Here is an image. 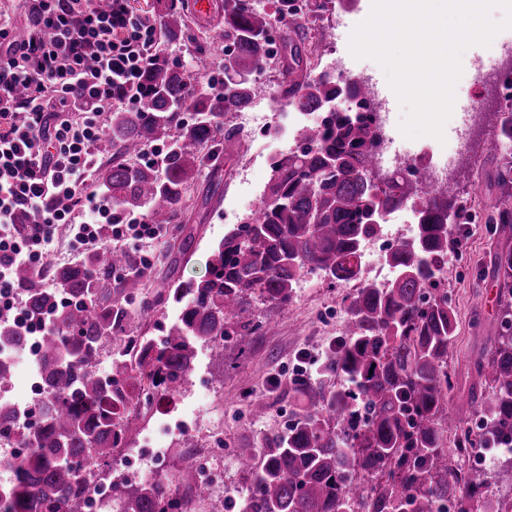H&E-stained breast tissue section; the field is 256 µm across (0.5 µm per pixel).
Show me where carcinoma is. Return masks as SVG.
I'll use <instances>...</instances> for the list:
<instances>
[{"mask_svg": "<svg viewBox=\"0 0 512 512\" xmlns=\"http://www.w3.org/2000/svg\"><path fill=\"white\" fill-rule=\"evenodd\" d=\"M163 36L178 41L187 27L176 0H156ZM274 14L294 26L290 60L279 68L288 105L319 112V122L299 129L301 145L270 161L271 177L259 210L247 214L214 247L208 274L143 297V270L124 250L100 249L83 260L44 272L22 265L14 271L29 314L46 316L37 375L41 407L19 414L0 397V439L26 454L0 465L11 470L0 486V512H85L95 483L83 474L89 457L109 466L126 445V430L156 398L180 392L198 349L224 358V342L262 328L254 303L286 307L307 274L338 285L359 280L363 243L383 231L382 214L402 203L413 207L417 234L389 248L384 265L393 272L381 288L362 282L344 298L347 318L318 377L299 373L288 393L298 402L287 426L236 449L247 475L246 495H212L197 478L199 465L184 466L140 484L112 481V512H441L456 465L444 444L448 392L453 388L449 350L456 336L455 311L440 287L448 253L462 220L472 212L454 189L444 194L411 190L391 178L372 191L370 159L376 146L371 120L359 109H336L342 83L324 70L294 77L314 54L308 28L294 0H274ZM271 14L255 0H224L218 38L234 49L224 54V90L205 80L190 83L181 66L164 64L147 74L149 94L130 112L112 113V161L98 181L119 215H174L198 171L203 147L230 141L224 116L247 108L263 90L252 75L270 65ZM190 110L193 121H179ZM487 175L503 203L482 212L491 233L512 239V93L503 97ZM163 141L161 168L131 160ZM499 314L490 353L473 364L475 384L488 389L476 406L478 432L455 443L456 455L476 448L512 445V248L494 257ZM169 295L181 305L177 319L156 344L129 336L131 324L152 316ZM27 332L0 320V352L22 351ZM111 371L101 372L103 351ZM485 480L472 475L458 485V512L486 502Z\"/></svg>", "mask_w": 512, "mask_h": 512, "instance_id": "obj_1", "label": "carcinoma"}]
</instances>
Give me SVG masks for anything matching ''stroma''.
I'll list each match as a JSON object with an SVG mask.
<instances>
[{
  "instance_id": "35a3bbf8",
  "label": "stroma",
  "mask_w": 512,
  "mask_h": 512,
  "mask_svg": "<svg viewBox=\"0 0 512 512\" xmlns=\"http://www.w3.org/2000/svg\"><path fill=\"white\" fill-rule=\"evenodd\" d=\"M210 17H196L189 0L181 5L188 27L182 41L162 44L163 53L180 63L190 62L197 52H205L214 74H221L223 45L211 44L205 35L224 25L223 0H214ZM372 0H338L332 11L313 24L311 36L321 40L326 50L312 59L310 75L329 70L336 75L351 73L367 77L374 85L385 108L394 117L402 112L381 67L371 59H355L349 52L353 28L370 13ZM264 93L254 105L274 117L267 136L243 134L235 140L232 152L207 156L202 172L191 185L180 211L165 220L161 241L140 247V254H152L153 263L146 273L143 291L154 295L161 281L186 284L200 280L208 271L213 247L233 224L257 210L261 194L270 178L272 157L288 152L293 140L288 134L294 124L292 107L287 106L274 78L258 76ZM468 154L470 165L458 167L453 174L460 195L468 197L474 208L494 203L497 189H478L477 161L487 155L494 129L487 115H480L470 129ZM497 240L482 224L468 225L462 245L448 256L445 286L457 315V334L450 355L454 388L448 395V435L456 437L463 421L473 409L468 395L473 386V364L491 348L496 328V304L486 294L494 288V254ZM344 289L334 282L306 276L288 307L261 304L257 314L264 327L256 333L227 342L223 362L211 361L207 351H199L193 372L175 404L192 405L200 417V426L192 438L198 453H206L211 443L208 432L219 426L224 430V488L245 495L248 482L236 463L235 450L256 436L282 430L296 409L288 393V382L297 371V357L307 350L321 355L339 336L345 318L341 300ZM262 397L272 404L269 415L254 419L249 401Z\"/></svg>"
}]
</instances>
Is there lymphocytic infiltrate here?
<instances>
[{
	"instance_id": "obj_1",
	"label": "lymphocytic infiltrate",
	"mask_w": 512,
	"mask_h": 512,
	"mask_svg": "<svg viewBox=\"0 0 512 512\" xmlns=\"http://www.w3.org/2000/svg\"><path fill=\"white\" fill-rule=\"evenodd\" d=\"M28 2L24 36L0 17V317L17 320L25 307L13 270L44 264L59 226L79 249L164 234L148 215L117 216L89 189L112 109L137 107L147 73L167 61L159 21L130 0L105 10L96 0ZM61 198L68 207H57ZM33 210L41 223L19 224Z\"/></svg>"
}]
</instances>
